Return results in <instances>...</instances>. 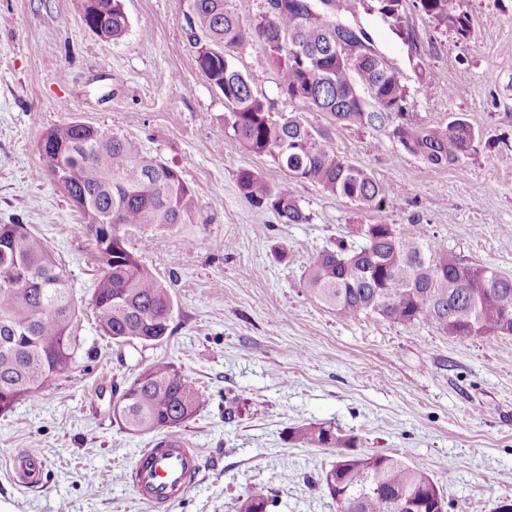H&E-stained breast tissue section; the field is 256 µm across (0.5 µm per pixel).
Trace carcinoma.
Here are the masks:
<instances>
[{"label":"carcinoma","instance_id":"1","mask_svg":"<svg viewBox=\"0 0 512 512\" xmlns=\"http://www.w3.org/2000/svg\"><path fill=\"white\" fill-rule=\"evenodd\" d=\"M402 38L406 0H370ZM287 7L244 25L234 0H188V43L209 84L224 96L235 140L246 152L270 153L287 179L272 186L242 169L237 187L253 207L272 210L282 224L307 215L291 184L309 182L359 206L380 209L390 186L332 147L329 132L297 115L273 116L256 80L233 63L234 54L260 42L288 100L326 112L346 126L388 129L407 152L432 166L460 163L478 151L482 135L461 115L423 123L406 112L409 90L361 28L345 30L339 16L348 0H283ZM84 23L106 39L126 34L122 0H82ZM429 21L467 40L474 22L464 0H415ZM363 40L348 56L337 40ZM43 172L83 218L82 229L100 266L91 298L99 329L117 345L155 346L169 335L171 289L129 249L127 231H180L198 223L193 190L181 173L127 138L81 121L48 130L39 142ZM365 240L320 254L305 277L310 294L346 320L378 315L396 324L426 322L462 340L512 336V276L468 263L434 238L391 224H366ZM79 305L66 270L47 243L24 224H0V414L21 398L51 386L68 372L79 349ZM207 401L183 371L167 360L140 370L112 400V419L133 434H172ZM286 441L337 448L320 469L322 490L336 512H447L444 491L428 470L392 454L356 451V437L328 423L290 428ZM268 491L253 487L235 512H269Z\"/></svg>","mask_w":512,"mask_h":512}]
</instances>
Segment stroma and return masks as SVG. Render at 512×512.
Returning <instances> with one entry per match:
<instances>
[{
    "label": "stroma",
    "instance_id": "35a3bbf8",
    "mask_svg": "<svg viewBox=\"0 0 512 512\" xmlns=\"http://www.w3.org/2000/svg\"><path fill=\"white\" fill-rule=\"evenodd\" d=\"M123 5L128 31L107 40L85 26L81 0H0V224H26L47 242L81 306L72 369L0 414V512H150L129 472L155 437L113 421L112 389L161 358L209 398L179 431L203 461L170 512H234L254 486L275 497L273 512H336L316 484L333 451L284 442L305 422L338 426L359 452L421 463L448 512H493L512 500V336L459 340L422 322L346 320L303 286L322 251L361 245V225L378 222L512 275V0H465L475 31L463 41L412 7L409 43L363 0L342 15L401 73L409 112L427 122L464 115L494 145L444 168L387 131L345 127L288 101L260 44L238 53L236 66L259 75L257 91L274 114L327 129L340 155L393 187L375 210L293 183L305 224L280 223L240 195V169L274 185L284 173L271 154L244 152L235 140L224 97L187 41V0ZM424 68L440 81L423 86ZM76 119L135 141L178 169L195 194L201 223L127 233L131 250L173 291L172 333L160 345L120 348L98 327L93 246L73 204L42 174L38 151L45 132ZM228 396L241 413L231 424ZM32 456L46 467L27 488L15 464Z\"/></svg>",
    "mask_w": 512,
    "mask_h": 512
}]
</instances>
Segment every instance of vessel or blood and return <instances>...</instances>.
Returning a JSON list of instances; mask_svg holds the SVG:
<instances>
[{"mask_svg":"<svg viewBox=\"0 0 512 512\" xmlns=\"http://www.w3.org/2000/svg\"><path fill=\"white\" fill-rule=\"evenodd\" d=\"M203 455L179 437L167 436L162 447L143 449L133 466L131 480L155 512L172 507L193 487Z\"/></svg>","mask_w":512,"mask_h":512,"instance_id":"obj_1","label":"vessel or blood"}]
</instances>
